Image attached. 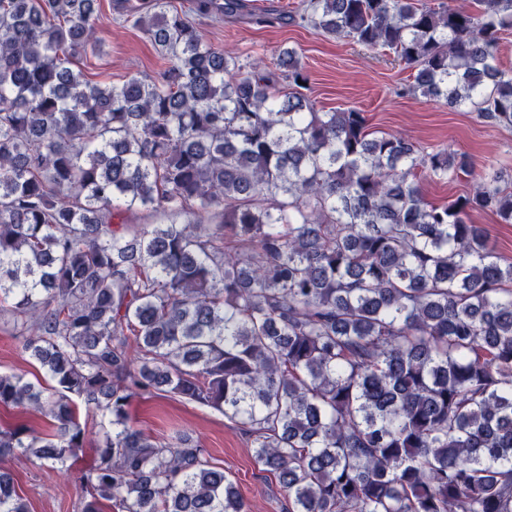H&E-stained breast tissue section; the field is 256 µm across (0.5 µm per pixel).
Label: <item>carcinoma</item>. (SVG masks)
Wrapping results in <instances>:
<instances>
[{"label": "carcinoma", "instance_id": "obj_1", "mask_svg": "<svg viewBox=\"0 0 512 512\" xmlns=\"http://www.w3.org/2000/svg\"><path fill=\"white\" fill-rule=\"evenodd\" d=\"M475 2L303 0L299 20L512 128V0ZM137 24L172 65L101 86L72 68L101 52V0H0V312L55 391L0 373V406L54 428L0 427V512H26L2 463L78 459L82 412L109 428L80 512H247L198 445L137 428L153 390L241 424L287 512H512V262L469 221L512 222L502 173L429 203L417 172L465 156L315 110L295 50L247 70L176 9Z\"/></svg>", "mask_w": 512, "mask_h": 512}]
</instances>
